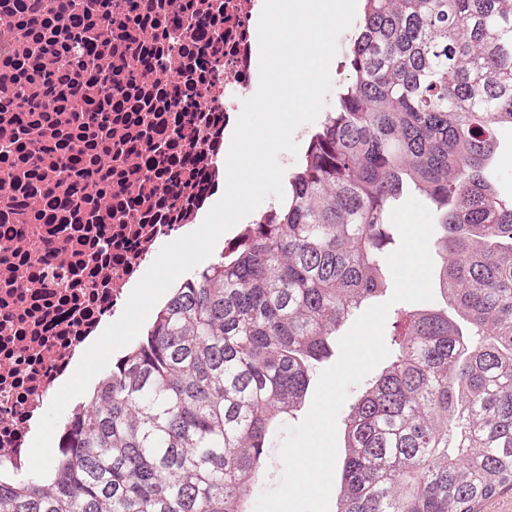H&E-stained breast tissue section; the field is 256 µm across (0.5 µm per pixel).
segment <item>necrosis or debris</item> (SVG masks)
<instances>
[{
  "instance_id": "necrosis-or-debris-1",
  "label": "necrosis or debris",
  "mask_w": 512,
  "mask_h": 512,
  "mask_svg": "<svg viewBox=\"0 0 512 512\" xmlns=\"http://www.w3.org/2000/svg\"><path fill=\"white\" fill-rule=\"evenodd\" d=\"M111 145L79 112L0 113V480L44 407L117 320L161 242L217 193L258 67L263 0H118ZM165 27L153 28L156 15ZM80 162H73V155Z\"/></svg>"
}]
</instances>
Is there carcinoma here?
<instances>
[{
    "label": "carcinoma",
    "mask_w": 512,
    "mask_h": 512,
    "mask_svg": "<svg viewBox=\"0 0 512 512\" xmlns=\"http://www.w3.org/2000/svg\"><path fill=\"white\" fill-rule=\"evenodd\" d=\"M114 0H84L106 20ZM336 107L248 224L156 309L67 418L46 476L0 484V512H251L345 322L393 287L388 214L433 205L443 306L396 313L393 354L345 420L336 512H475L512 487V200L484 178L512 127V0H363ZM94 33L63 44L72 88ZM0 74V113L55 99Z\"/></svg>",
    "instance_id": "cac0c4a2"
}]
</instances>
